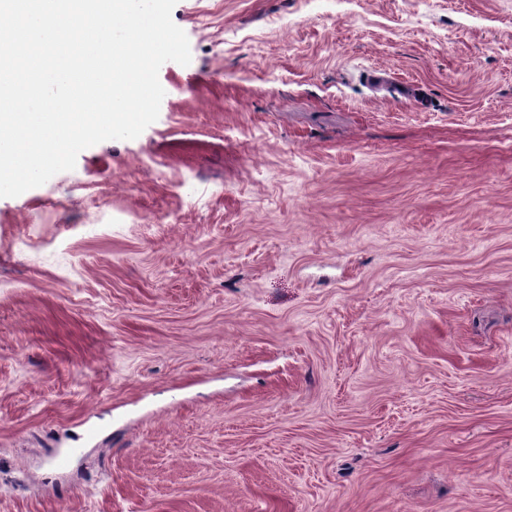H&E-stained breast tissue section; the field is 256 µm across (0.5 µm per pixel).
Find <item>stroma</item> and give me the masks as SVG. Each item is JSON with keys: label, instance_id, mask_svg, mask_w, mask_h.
<instances>
[{"label": "stroma", "instance_id": "obj_1", "mask_svg": "<svg viewBox=\"0 0 512 512\" xmlns=\"http://www.w3.org/2000/svg\"><path fill=\"white\" fill-rule=\"evenodd\" d=\"M336 9L0 198V512H512V0Z\"/></svg>", "mask_w": 512, "mask_h": 512}]
</instances>
